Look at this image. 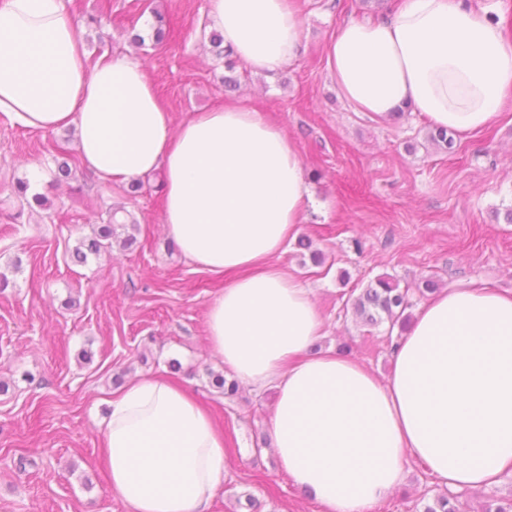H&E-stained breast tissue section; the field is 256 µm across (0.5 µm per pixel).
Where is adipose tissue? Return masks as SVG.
<instances>
[{"instance_id":"ef3b65f1","label":"adipose tissue","mask_w":512,"mask_h":512,"mask_svg":"<svg viewBox=\"0 0 512 512\" xmlns=\"http://www.w3.org/2000/svg\"><path fill=\"white\" fill-rule=\"evenodd\" d=\"M230 59L262 73L298 57L288 0H210ZM68 0H0V116L72 128L101 180L163 177L162 222L200 269L236 277L207 308L211 353L253 390L273 388L269 425L284 473L321 512H375L408 459L456 492L512 465V295L445 288L417 310L379 377L356 359L309 355L325 334L310 288L278 263L312 203L297 143L240 104L174 125L142 62L89 65ZM328 76L353 111L409 107L467 138L512 100V40L472 0H401L393 15L339 25ZM109 492L132 512H208L227 464L209 412L164 376L107 401Z\"/></svg>"}]
</instances>
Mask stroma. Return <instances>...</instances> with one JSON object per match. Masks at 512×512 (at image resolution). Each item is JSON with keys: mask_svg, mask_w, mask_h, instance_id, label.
I'll list each match as a JSON object with an SVG mask.
<instances>
[{"mask_svg": "<svg viewBox=\"0 0 512 512\" xmlns=\"http://www.w3.org/2000/svg\"><path fill=\"white\" fill-rule=\"evenodd\" d=\"M99 0H72L90 59L123 55L130 32H144L150 7L167 13L173 33L146 42L156 93L182 123L194 112L236 102L265 112L298 143L317 203L298 234L325 256L289 244L280 256L308 288L325 320L321 350L349 344L377 373L391 367L386 326L368 327L345 296L380 276L407 285L512 291V107L454 153L427 138L420 115L373 119L353 111L326 71L324 48L336 26L387 16L397 0H292L304 22L301 55L278 73L236 66L224 86V61L210 43V0H110L102 27L86 26ZM76 155L74 130H27L0 118V512H130L108 491L101 448L104 401L119 385L163 373L202 403L224 433L227 468L209 512H319L277 467L267 426L272 391L211 385L224 368L210 353L205 316L229 275L201 270L181 256L160 226L159 176L128 195L124 183L77 172L80 193L53 184L49 148ZM41 171L50 208L17 213L14 188ZM124 203L139 224L136 248L82 265L65 249L92 236L95 211ZM426 468L408 464L404 486L376 512H421L439 493Z\"/></svg>", "mask_w": 512, "mask_h": 512, "instance_id": "35a3bbf8", "label": "stroma"}]
</instances>
